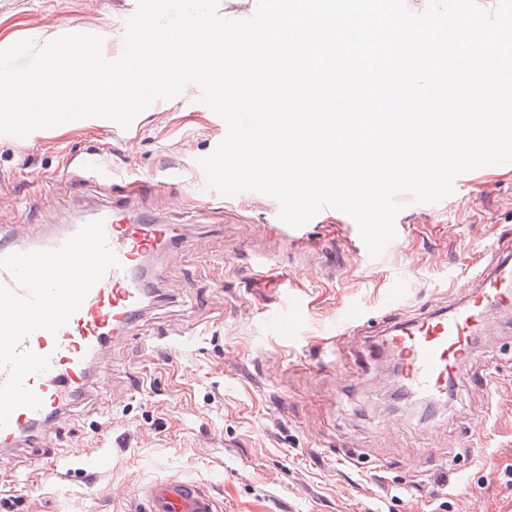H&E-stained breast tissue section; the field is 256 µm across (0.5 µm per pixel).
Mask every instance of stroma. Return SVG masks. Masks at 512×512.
<instances>
[{
    "instance_id": "1",
    "label": "stroma",
    "mask_w": 512,
    "mask_h": 512,
    "mask_svg": "<svg viewBox=\"0 0 512 512\" xmlns=\"http://www.w3.org/2000/svg\"><path fill=\"white\" fill-rule=\"evenodd\" d=\"M135 0H0V49L68 33L120 53ZM197 87L158 100L129 127L79 120L30 140L0 135V228L40 238L111 206L112 188L67 160L104 148L117 183L187 243L150 266L159 296L115 343L86 398L31 447L0 456V512H135L145 487L177 476L216 512H512V309L491 315L446 402L395 396L392 356L369 330L336 337L343 308L360 321L405 320L449 305L460 275L496 261L494 224L512 226V168L463 173L451 195L403 208L396 237L371 257L334 210L282 233L280 204L249 191L201 207L198 158L227 134ZM299 315L289 335L280 315ZM494 370L498 389L478 383ZM62 473L32 478L39 458Z\"/></svg>"
}]
</instances>
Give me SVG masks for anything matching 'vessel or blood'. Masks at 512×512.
<instances>
[{
    "instance_id": "vessel-or-blood-1",
    "label": "vessel or blood",
    "mask_w": 512,
    "mask_h": 512,
    "mask_svg": "<svg viewBox=\"0 0 512 512\" xmlns=\"http://www.w3.org/2000/svg\"><path fill=\"white\" fill-rule=\"evenodd\" d=\"M98 218L119 265L93 285L79 310L57 332L40 329L20 343V350L48 357L49 368L25 378V386L40 397L42 406L12 412L7 426L0 428L1 450L33 441L83 398L106 350L125 336L146 309L155 286L144 272L147 257L162 246L185 241L181 225L156 223L145 211L126 203L100 212ZM77 230L71 224L43 241L9 239L0 230V257L56 248ZM477 281L448 310L395 322L386 345L403 363L396 382L400 391L429 400L447 395L448 382L468 359L487 311L512 305L511 260H498ZM142 512H213V499L193 482L167 478L147 486Z\"/></svg>"
}]
</instances>
